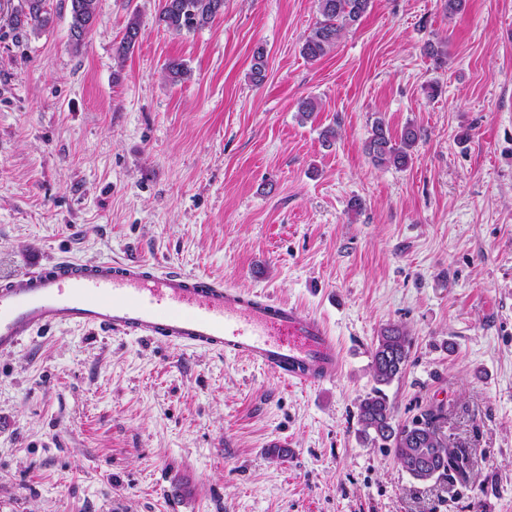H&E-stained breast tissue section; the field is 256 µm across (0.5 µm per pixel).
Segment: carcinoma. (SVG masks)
<instances>
[{
	"mask_svg": "<svg viewBox=\"0 0 512 512\" xmlns=\"http://www.w3.org/2000/svg\"><path fill=\"white\" fill-rule=\"evenodd\" d=\"M320 19L305 36L300 53L309 61H316L336 47L346 30L357 25L371 6V0H317ZM8 26L18 33L40 32L53 23L49 0H14ZM71 44L78 49L92 31L98 17V0H69ZM224 12V0H161L159 21L177 34L203 28ZM140 36L138 17H132L126 25L116 52L124 57L135 47ZM266 77L264 49L253 54L250 79L260 85ZM420 138L417 129L405 127L400 137H393L382 120H377L366 144V151L377 165L406 167ZM410 340L397 325H389L378 336L373 352L372 372L376 387L358 405L359 434L365 441L382 442L385 448L394 450L400 464L406 463L408 449L414 440L403 436L401 426L394 424V408L383 387L400 378L409 358ZM430 429H440L446 420L443 408L428 409L420 416ZM447 457L446 471L441 476L450 478L459 472L455 462L466 453L464 448L443 447Z\"/></svg>",
	"mask_w": 512,
	"mask_h": 512,
	"instance_id": "cac0c4a2",
	"label": "carcinoma"
}]
</instances>
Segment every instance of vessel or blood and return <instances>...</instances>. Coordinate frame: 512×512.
<instances>
[{
    "label": "vessel or blood",
    "instance_id": "obj_1",
    "mask_svg": "<svg viewBox=\"0 0 512 512\" xmlns=\"http://www.w3.org/2000/svg\"><path fill=\"white\" fill-rule=\"evenodd\" d=\"M61 325L245 358L299 384L335 380L341 365L319 318L171 268L56 258L0 279V353Z\"/></svg>",
    "mask_w": 512,
    "mask_h": 512
}]
</instances>
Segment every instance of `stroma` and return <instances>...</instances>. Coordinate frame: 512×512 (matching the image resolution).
I'll return each instance as SVG.
<instances>
[{"label":"stroma","instance_id":"35a3bbf8","mask_svg":"<svg viewBox=\"0 0 512 512\" xmlns=\"http://www.w3.org/2000/svg\"><path fill=\"white\" fill-rule=\"evenodd\" d=\"M49 6L39 34L0 19V276L154 262L323 317L343 365L301 385L169 343L39 334L0 353V512H512V0H372L316 61L300 47L317 0H224L179 34L159 0H99L78 49L67 0ZM378 119L419 130L405 169L367 155ZM394 324L412 341L384 389L394 419L443 407L473 451L465 480L419 482L359 436Z\"/></svg>","mask_w":512,"mask_h":512}]
</instances>
